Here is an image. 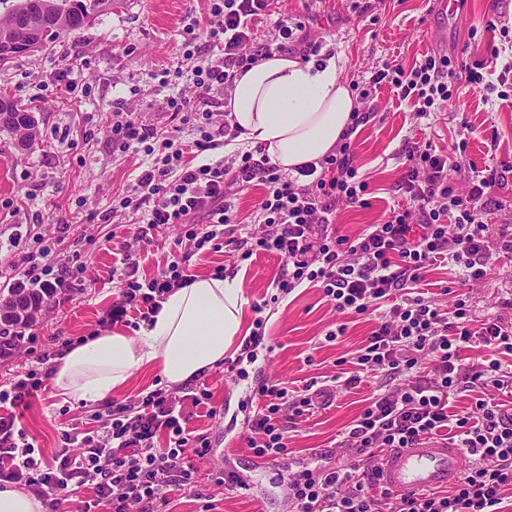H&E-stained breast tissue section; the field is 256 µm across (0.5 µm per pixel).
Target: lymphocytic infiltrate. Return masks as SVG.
<instances>
[{
  "label": "lymphocytic infiltrate",
  "instance_id": "1",
  "mask_svg": "<svg viewBox=\"0 0 512 512\" xmlns=\"http://www.w3.org/2000/svg\"><path fill=\"white\" fill-rule=\"evenodd\" d=\"M275 0H210L207 18L183 29L185 43L204 40V56L195 65L191 94L178 112H190L231 92L236 78L272 52L303 59L319 55L324 42L297 17H277L266 35L258 25L272 17ZM512 74V45L489 46L474 64L426 55L404 68L384 63L358 87L354 125L366 124L365 107L381 86L418 103L426 117L453 95L455 83L494 93ZM112 135L122 149L156 145L158 164L144 170L132 186L136 209L149 226L182 224L194 250L206 244L229 246L243 257L277 253L282 266L271 302L302 282L320 286L323 297L341 315L373 314L377 322L357 352L348 373L324 377L303 387L274 378L258 391L256 414L244 439L259 458L286 455L288 432L314 409L358 387L370 375L387 386L373 394L339 445L352 451L356 465L309 464L287 478L292 512H503V490L512 486V405L480 398L471 413L448 410L454 391L475 386L512 389V319L496 315L473 321L469 296L457 294L444 309L427 296L422 284L439 263L452 266L460 284L487 275L492 258L512 261V237L490 249L486 232L495 223L489 200L495 173L475 172L465 190L455 188L456 151L413 141L405 147L406 165L399 179L404 200L381 223L355 237L337 234L331 225L339 205L365 206L368 183L354 164L350 140L320 163L297 167L288 175L267 157L236 152L199 166L182 161L178 134L159 135L133 113L121 112ZM263 185L250 222H242L231 204L237 192ZM112 277L118 294L98 319L101 328L132 317L150 319L165 296L191 285L188 265L170 263L150 278L140 277V251L127 240L112 246ZM0 286L28 288L57 304L70 300L71 266L49 259L0 266ZM481 346L488 357L466 364L463 351ZM49 354L9 387L0 390V483L17 485L57 512L58 495L76 499V512H166L172 492L187 488L196 461L210 453L206 436L188 428V407H211L207 378L176 388H157L126 402H104L99 426L63 431L52 461L36 451L15 414L45 391ZM440 438L462 448L468 466L446 491L399 496L376 487L371 462L389 448H412Z\"/></svg>",
  "mask_w": 512,
  "mask_h": 512
}]
</instances>
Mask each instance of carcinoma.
Instances as JSON below:
<instances>
[{"instance_id": "cac0c4a2", "label": "carcinoma", "mask_w": 512, "mask_h": 512, "mask_svg": "<svg viewBox=\"0 0 512 512\" xmlns=\"http://www.w3.org/2000/svg\"><path fill=\"white\" fill-rule=\"evenodd\" d=\"M112 6V0H16V4L0 16V36L10 32L19 16L27 11L44 12L47 22L41 29L38 47L55 42L62 34L71 33L84 27L94 16ZM0 104L7 105L14 112V125L9 130L19 134L28 132L34 126L27 106L5 96H0ZM14 306L0 312V330L23 329L28 323L18 319L32 303V294L22 290L13 293Z\"/></svg>"}]
</instances>
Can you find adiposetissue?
Segmentation results:
<instances>
[{
  "instance_id": "obj_1",
  "label": "adipose tissue",
  "mask_w": 512,
  "mask_h": 512,
  "mask_svg": "<svg viewBox=\"0 0 512 512\" xmlns=\"http://www.w3.org/2000/svg\"><path fill=\"white\" fill-rule=\"evenodd\" d=\"M354 106L336 60L320 68L277 53L238 78L227 103L241 130L237 145L262 147L288 172L332 153ZM247 303L241 277H196L135 334L107 330L74 345L56 359L53 382L61 395L88 401L105 399L147 367L167 384L188 383L223 361L243 333Z\"/></svg>"
}]
</instances>
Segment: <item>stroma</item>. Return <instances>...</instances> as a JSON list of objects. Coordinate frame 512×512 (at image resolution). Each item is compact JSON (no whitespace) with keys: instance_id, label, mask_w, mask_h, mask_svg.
<instances>
[{"instance_id":"35a3bbf8","label":"stroma","mask_w":512,"mask_h":512,"mask_svg":"<svg viewBox=\"0 0 512 512\" xmlns=\"http://www.w3.org/2000/svg\"><path fill=\"white\" fill-rule=\"evenodd\" d=\"M434 0H276L274 9L291 16L313 18L315 31L333 47L342 79L349 84L368 80L372 71L396 60L412 67L424 54L436 52L429 32ZM207 0H119L81 30L63 35L43 51L23 54L0 65V94L14 97L34 112L39 135L29 150L19 151L16 136L0 128V260L20 262L50 250L55 259L80 252L86 270L71 301L47 305L31 328L37 345L49 348L57 335H92L102 309L117 290L112 282V245L109 235L136 232L131 209L121 206L126 190L147 162L146 152L123 151L112 140L117 107L133 112L142 124L166 133L173 124L172 102L187 93L190 68L165 74L184 53L183 27L191 16L204 17ZM512 20V0H458L448 16V54L471 63L484 48L504 44L500 31L487 29V20ZM68 68L76 83L74 98L64 99L52 75ZM465 135L467 148L459 159L458 188H465L474 171L512 161V102L486 99L483 92L456 84L452 98L428 118H417L413 101L400 100L381 88L371 116L351 138L354 163L369 184L365 207L339 206L335 227L356 236L384 219L399 202L395 183L406 162L407 139L432 140L445 147ZM497 142L489 153V142ZM490 198L497 221L488 230L490 247L512 233V170H501ZM115 214V222L104 217ZM183 234L177 224L151 230L152 245L142 253L141 274L151 276L180 260L175 241ZM197 276L215 267L241 276L250 302L274 291L281 263L277 255L260 253L242 259L240 252L203 248L190 261ZM473 319L501 314L503 299H512V263L493 261L486 278L467 289ZM262 318L265 337L250 351L232 347L223 362L207 371L216 417L192 416L191 429L207 436L210 455L197 462L191 487L174 492L170 512H290L285 492L289 474L325 452L330 462L353 466L355 457L337 448L342 432L362 412L382 378L368 379L355 393L338 397L289 433L288 453L276 461L256 458L242 436L258 401V386L269 379L309 381L333 375L342 361L355 357L369 336L375 319L369 315L342 317L321 292L302 283L262 314L248 313L247 322ZM344 336L327 341L339 323ZM235 370H228L227 362ZM99 405L61 396L49 387L45 396L22 410L20 423L45 457H52L60 433L71 425H97ZM236 472L243 485L220 482L221 471Z\"/></svg>"}]
</instances>
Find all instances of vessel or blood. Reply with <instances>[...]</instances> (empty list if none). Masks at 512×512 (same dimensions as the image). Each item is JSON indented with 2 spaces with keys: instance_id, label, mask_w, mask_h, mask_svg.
I'll list each match as a JSON object with an SVG mask.
<instances>
[{
  "instance_id": "1",
  "label": "vessel or blood",
  "mask_w": 512,
  "mask_h": 512,
  "mask_svg": "<svg viewBox=\"0 0 512 512\" xmlns=\"http://www.w3.org/2000/svg\"><path fill=\"white\" fill-rule=\"evenodd\" d=\"M376 483L398 495L448 488L463 470V453L429 440L412 448H391L371 465Z\"/></svg>"
}]
</instances>
